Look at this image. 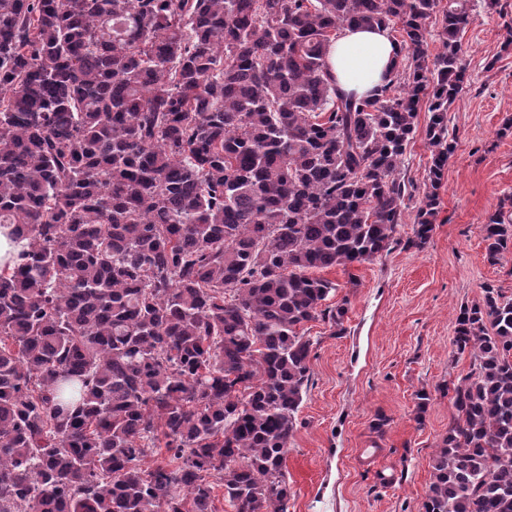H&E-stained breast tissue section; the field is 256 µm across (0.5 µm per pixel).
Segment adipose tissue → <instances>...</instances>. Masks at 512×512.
Instances as JSON below:
<instances>
[{
    "label": "adipose tissue",
    "mask_w": 512,
    "mask_h": 512,
    "mask_svg": "<svg viewBox=\"0 0 512 512\" xmlns=\"http://www.w3.org/2000/svg\"><path fill=\"white\" fill-rule=\"evenodd\" d=\"M398 53L388 28L348 27L331 42L327 61L340 91L378 96L399 61Z\"/></svg>",
    "instance_id": "adipose-tissue-1"
}]
</instances>
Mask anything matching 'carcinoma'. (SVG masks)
<instances>
[{
    "label": "carcinoma",
    "instance_id": "carcinoma-1",
    "mask_svg": "<svg viewBox=\"0 0 512 512\" xmlns=\"http://www.w3.org/2000/svg\"><path fill=\"white\" fill-rule=\"evenodd\" d=\"M0 0V512H287L316 272L388 249L422 98L423 243L467 71V0ZM411 58L341 93L337 31ZM492 262L512 221L480 226ZM424 512H512V299L486 287ZM167 457L151 467L159 447ZM441 1L440 6H438L435 10V13L433 14L432 18L430 19L429 23V33L427 35V42H428V54H430V60L433 59V56L436 55L441 51V31H442V8L446 1L448 0H439Z\"/></svg>",
    "mask_w": 512,
    "mask_h": 512
}]
</instances>
